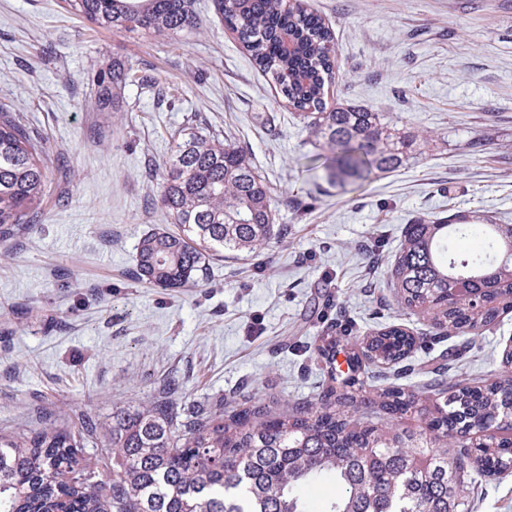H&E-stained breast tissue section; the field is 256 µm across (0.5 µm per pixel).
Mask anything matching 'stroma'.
I'll return each mask as SVG.
<instances>
[{
    "label": "stroma",
    "mask_w": 512,
    "mask_h": 512,
    "mask_svg": "<svg viewBox=\"0 0 512 512\" xmlns=\"http://www.w3.org/2000/svg\"><path fill=\"white\" fill-rule=\"evenodd\" d=\"M336 38V101L418 134L414 158L357 191L333 182L306 122L224 27L215 0L165 35L107 30L64 0H0V104L42 138L49 182L37 224L0 241V430L84 410L112 419L175 381L186 401L240 387L273 411L313 400L326 323L397 325L410 356L367 389L421 390L443 370L478 387L512 375V312L476 334L433 328L390 286L407 224L461 214L512 224V0H308ZM145 76L97 111L102 61ZM198 128L243 150L286 234L261 256L210 260L189 288L137 281L136 247L167 227L159 199L172 137ZM472 512H512V473L470 470Z\"/></svg>",
    "instance_id": "35a3bbf8"
}]
</instances>
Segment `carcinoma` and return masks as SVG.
Listing matches in <instances>:
<instances>
[{"label": "carcinoma", "mask_w": 512, "mask_h": 512, "mask_svg": "<svg viewBox=\"0 0 512 512\" xmlns=\"http://www.w3.org/2000/svg\"><path fill=\"white\" fill-rule=\"evenodd\" d=\"M224 26L308 120L311 136L333 152L330 177L366 181L416 153L417 135L384 113L330 106L335 35L305 0H216ZM69 10L104 28L164 34L194 24L193 0H67ZM131 68L101 65L92 93L97 110L115 112ZM48 182L42 140L22 117L0 109V239L38 220ZM161 204L179 231L141 237L137 279L180 288L203 271L206 255L257 254L282 235L266 180L250 158L213 135H178L164 164ZM421 219L406 225L391 268L400 304L432 315L438 330H481L512 309V224ZM417 344L408 330L384 326L358 338L339 323L315 347L325 378L317 398L286 413L242 393L231 410L187 403L167 388L150 404L112 409L103 425L80 411L37 429L0 432V512H471L457 484L476 466L512 471V443L478 430L506 417L512 377L483 387L437 378L421 392L390 386L353 395L370 366L402 361ZM345 357L347 371L337 356ZM388 415L436 413L427 427L379 428L345 408ZM452 437L454 468L435 449ZM96 449L100 463L84 456ZM338 493L319 500L315 489Z\"/></svg>", "instance_id": "1"}]
</instances>
